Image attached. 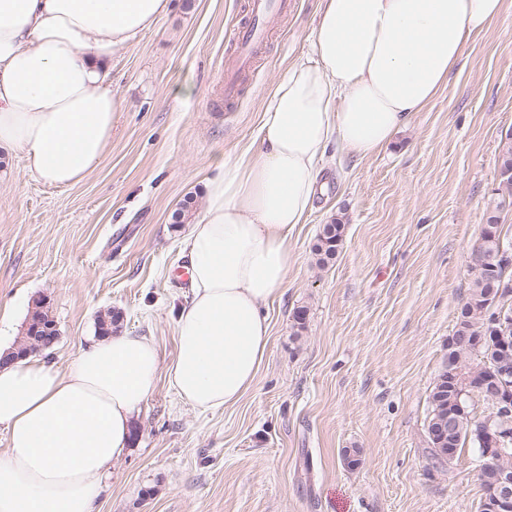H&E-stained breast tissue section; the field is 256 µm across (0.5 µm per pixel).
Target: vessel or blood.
<instances>
[{
	"mask_svg": "<svg viewBox=\"0 0 512 512\" xmlns=\"http://www.w3.org/2000/svg\"><path fill=\"white\" fill-rule=\"evenodd\" d=\"M289 0H251L247 21L238 28L236 35L237 58L224 75V95L232 99L238 96L240 84L238 73L251 67L257 50L266 33V22L270 16L287 12Z\"/></svg>",
	"mask_w": 512,
	"mask_h": 512,
	"instance_id": "obj_1",
	"label": "vessel or blood"
}]
</instances>
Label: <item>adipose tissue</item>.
I'll use <instances>...</instances> for the list:
<instances>
[{
  "label": "adipose tissue",
  "instance_id": "ef3b65f1",
  "mask_svg": "<svg viewBox=\"0 0 512 512\" xmlns=\"http://www.w3.org/2000/svg\"><path fill=\"white\" fill-rule=\"evenodd\" d=\"M505 0H321L310 59L275 82L261 158L215 163L183 253L190 298L161 365L152 338L115 333L67 370L30 356L0 366V512H98L111 464L166 377L202 412L254 385L265 307L294 264L289 239L315 206L329 147L360 158L386 147L445 84ZM167 0H0V148L45 183H79L103 160L124 101L105 87L113 54L152 28Z\"/></svg>",
  "mask_w": 512,
  "mask_h": 512
}]
</instances>
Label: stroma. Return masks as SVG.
<instances>
[{"mask_svg": "<svg viewBox=\"0 0 512 512\" xmlns=\"http://www.w3.org/2000/svg\"><path fill=\"white\" fill-rule=\"evenodd\" d=\"M246 5L169 0L154 27L113 54L110 83L125 109L81 182L51 186L21 157L0 155V306L10 310L0 347L40 309L59 331L44 357L66 368L112 308L123 330L154 337L161 363L174 357L189 297L187 227L174 215L189 198L202 210L211 161L260 155L267 94L306 52L319 0H293L276 16L228 100L224 71ZM511 132L506 0L391 145L366 158L331 152L323 193L293 234L296 262L267 309L255 384L235 406L202 413L159 380L103 480L100 512H480L477 450L434 461L426 424ZM336 221L337 255L318 265L312 248Z\"/></svg>", "mask_w": 512, "mask_h": 512, "instance_id": "stroma-1", "label": "stroma"}]
</instances>
